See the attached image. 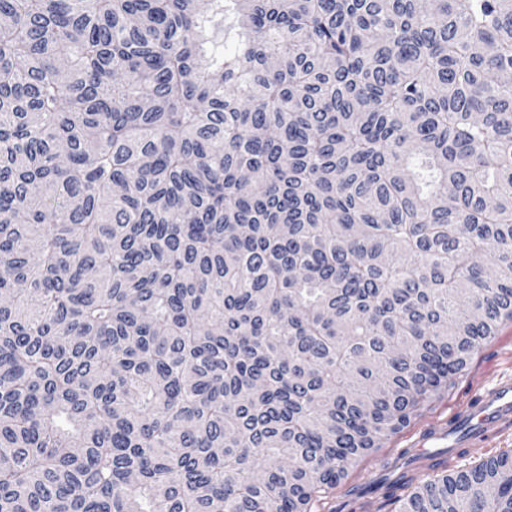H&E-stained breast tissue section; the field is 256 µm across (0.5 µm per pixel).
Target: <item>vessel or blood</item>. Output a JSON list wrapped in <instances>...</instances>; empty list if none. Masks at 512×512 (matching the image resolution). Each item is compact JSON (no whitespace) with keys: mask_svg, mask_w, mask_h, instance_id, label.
I'll use <instances>...</instances> for the list:
<instances>
[{"mask_svg":"<svg viewBox=\"0 0 512 512\" xmlns=\"http://www.w3.org/2000/svg\"><path fill=\"white\" fill-rule=\"evenodd\" d=\"M511 430L512 377H506L483 393L478 408L465 418L463 425H449L448 429L434 431L433 436L447 440L452 448H472L490 432Z\"/></svg>","mask_w":512,"mask_h":512,"instance_id":"vessel-or-blood-1","label":"vessel or blood"}]
</instances>
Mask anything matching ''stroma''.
Listing matches in <instances>:
<instances>
[{
  "label": "stroma",
  "instance_id": "35a3bbf8",
  "mask_svg": "<svg viewBox=\"0 0 512 512\" xmlns=\"http://www.w3.org/2000/svg\"><path fill=\"white\" fill-rule=\"evenodd\" d=\"M501 375L512 376L510 321L501 323L495 338L473 356L466 374L453 389L424 409L407 427L391 436L383 447L359 460L326 498L324 512H385L380 493H370L357 499L349 496V489L371 483L381 473L385 461L413 447L416 440H423L425 449L433 450L434 442L426 438L430 429L447 425L449 419H461L470 414L485 388Z\"/></svg>",
  "mask_w": 512,
  "mask_h": 512
}]
</instances>
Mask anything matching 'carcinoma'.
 Segmentation results:
<instances>
[{
  "mask_svg": "<svg viewBox=\"0 0 512 512\" xmlns=\"http://www.w3.org/2000/svg\"><path fill=\"white\" fill-rule=\"evenodd\" d=\"M508 320L512 0H0V512H316Z\"/></svg>",
  "mask_w": 512,
  "mask_h": 512,
  "instance_id": "1",
  "label": "carcinoma"
}]
</instances>
